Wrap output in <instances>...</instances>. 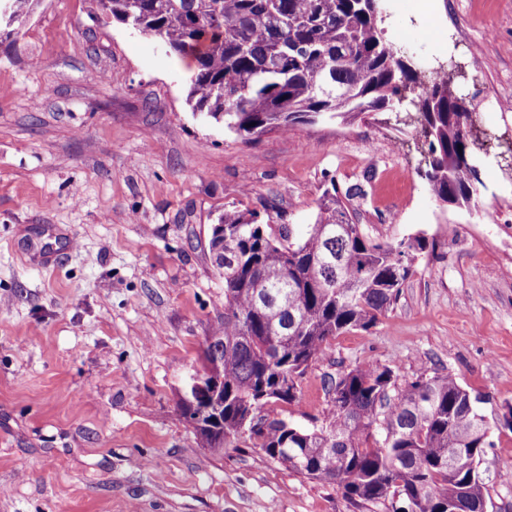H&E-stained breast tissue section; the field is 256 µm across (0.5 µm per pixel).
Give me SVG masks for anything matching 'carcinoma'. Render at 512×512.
<instances>
[{"label":"carcinoma","mask_w":512,"mask_h":512,"mask_svg":"<svg viewBox=\"0 0 512 512\" xmlns=\"http://www.w3.org/2000/svg\"><path fill=\"white\" fill-rule=\"evenodd\" d=\"M108 18L191 57L188 102L250 140L319 120L340 123L409 101L433 197L470 205L484 183L479 153L498 140L459 94L464 66L430 73L382 27V0H96ZM208 253L224 271V322L207 366L224 383L222 422L207 445L244 439L279 467L334 486L353 507L387 512H481V469L494 447L481 396L450 374L398 382L389 365L358 364L325 386L321 424L288 419L298 381L330 341L369 330L397 301L422 236L375 243L336 187L303 236L293 225L227 209Z\"/></svg>","instance_id":"obj_1"}]
</instances>
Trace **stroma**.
<instances>
[{
	"label": "stroma",
	"mask_w": 512,
	"mask_h": 512,
	"mask_svg": "<svg viewBox=\"0 0 512 512\" xmlns=\"http://www.w3.org/2000/svg\"><path fill=\"white\" fill-rule=\"evenodd\" d=\"M387 37L455 57L471 111L512 146V0H383ZM192 61L95 16L36 0L0 38V512H356L335 488L250 444L205 448L177 406L224 319L207 248L235 208L312 223L329 183L378 243L430 244L394 306L336 337L290 420L326 407L323 378L370 362L399 380L454 375L512 405V168L483 164L476 204L437 202L393 110L244 140L186 103ZM482 468L512 512V432Z\"/></svg>",
	"instance_id": "stroma-1"
}]
</instances>
